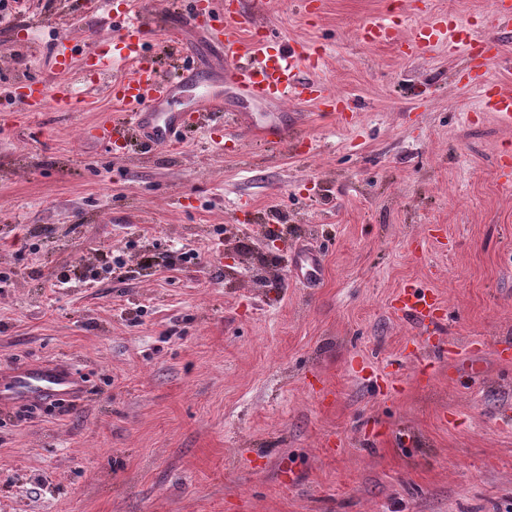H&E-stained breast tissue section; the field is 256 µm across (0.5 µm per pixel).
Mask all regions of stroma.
Segmentation results:
<instances>
[{
    "label": "stroma",
    "instance_id": "1",
    "mask_svg": "<svg viewBox=\"0 0 512 512\" xmlns=\"http://www.w3.org/2000/svg\"><path fill=\"white\" fill-rule=\"evenodd\" d=\"M0 17V367L63 360L82 396L0 410V512H512V124L483 111L461 52L369 45L447 16L494 32L492 0H249L280 40L325 57L351 124L228 95L258 124H304L318 151L181 133L143 157L86 129L103 89L25 111L65 36L103 32L99 0H7ZM200 81L218 51L183 31ZM512 85V34L485 72ZM280 226L274 240L260 224ZM314 244L321 282L286 255ZM199 254V266L181 263ZM447 308L453 357L429 358L398 295Z\"/></svg>",
    "mask_w": 512,
    "mask_h": 512
}]
</instances>
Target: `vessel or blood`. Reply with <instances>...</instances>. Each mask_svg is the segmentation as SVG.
Returning <instances> with one entry per match:
<instances>
[{
	"mask_svg": "<svg viewBox=\"0 0 512 512\" xmlns=\"http://www.w3.org/2000/svg\"><path fill=\"white\" fill-rule=\"evenodd\" d=\"M185 27L202 31L219 48L224 60L225 90L202 96L188 111L172 112L169 102L195 81L194 69L183 62L179 75L160 71L151 52L177 46ZM153 28L164 30L167 38L152 48L147 36ZM441 35L447 36L449 46L463 47L479 66H489L500 55L499 39L490 35L472 38L466 28L450 25L444 17L415 28L403 40L398 39L393 23L385 17L367 20L360 28L364 42L394 40L402 54L413 57L430 54ZM275 40L272 29L247 11L244 0H226L224 7L207 13L201 11L197 0H184L182 24L178 27L160 13L148 20L133 16L126 6L113 12L112 34L104 48H83L77 38H61L55 47V55L61 60L55 80L27 78L15 85L14 99L30 112L40 111L49 101L61 109L71 108L75 98L69 73L73 67H80L91 72L93 84H106L108 93L125 107L118 118L96 127L94 142L112 145L133 137L150 152L169 147L179 132L189 127L228 132L255 126L251 115L225 111L224 94L228 91L255 101L311 103L345 120L351 109L349 101L313 77L321 65L320 53L300 41L281 45L273 53L269 46ZM483 103L485 111L512 124L511 86L494 84L485 93ZM291 266L306 282L322 277V259L315 252L294 253ZM439 309L433 295L414 288L405 292L401 301L407 318L432 331L439 328ZM82 391L72 367L62 362L13 365L0 370L2 409L49 397L66 400Z\"/></svg>",
	"mask_w": 512,
	"mask_h": 512,
	"instance_id": "b4317fda",
	"label": "vessel or blood"
}]
</instances>
